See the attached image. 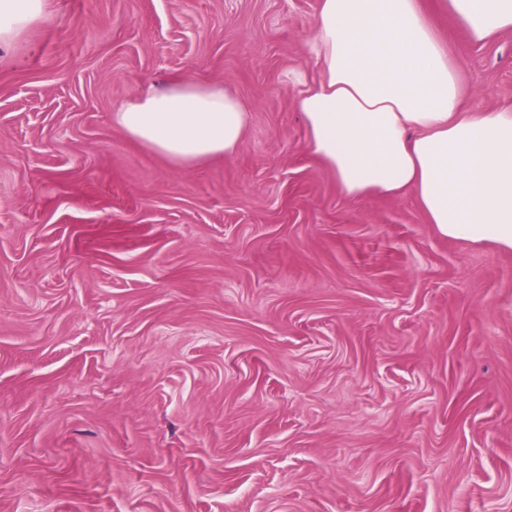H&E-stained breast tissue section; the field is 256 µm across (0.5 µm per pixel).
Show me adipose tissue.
I'll list each match as a JSON object with an SVG mask.
<instances>
[{
  "mask_svg": "<svg viewBox=\"0 0 512 512\" xmlns=\"http://www.w3.org/2000/svg\"><path fill=\"white\" fill-rule=\"evenodd\" d=\"M50 0H0V48ZM475 44L512 31V0H320L307 48L318 75L292 76L309 153L349 197L412 194L441 237L512 252V102L476 110L432 15ZM251 109L185 79L118 108L116 125L181 168L234 154Z\"/></svg>",
  "mask_w": 512,
  "mask_h": 512,
  "instance_id": "ef3b65f1",
  "label": "adipose tissue"
}]
</instances>
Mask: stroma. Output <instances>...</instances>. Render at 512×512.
<instances>
[{
    "label": "stroma",
    "mask_w": 512,
    "mask_h": 512,
    "mask_svg": "<svg viewBox=\"0 0 512 512\" xmlns=\"http://www.w3.org/2000/svg\"><path fill=\"white\" fill-rule=\"evenodd\" d=\"M51 3L0 49V512H512V252L307 152L318 0ZM449 49L512 102V32ZM177 78L235 155L115 126ZM251 118L250 106L224 87L185 79L139 95L115 111L116 125L171 166L234 154Z\"/></svg>",
    "instance_id": "stroma-1"
}]
</instances>
